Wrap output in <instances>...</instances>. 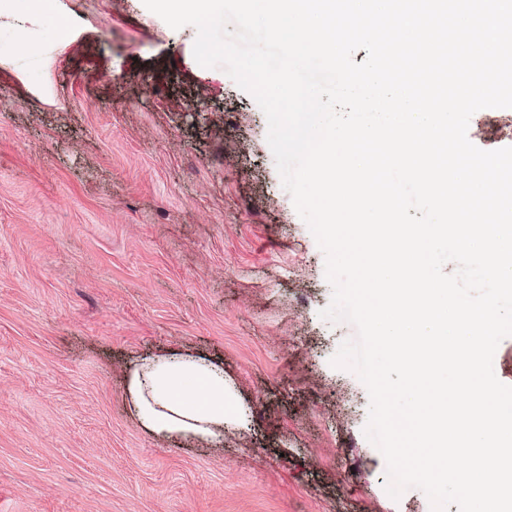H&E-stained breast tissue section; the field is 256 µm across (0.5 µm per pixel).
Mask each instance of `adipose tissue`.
I'll list each match as a JSON object with an SVG mask.
<instances>
[{
	"instance_id": "ef3b65f1",
	"label": "adipose tissue",
	"mask_w": 512,
	"mask_h": 512,
	"mask_svg": "<svg viewBox=\"0 0 512 512\" xmlns=\"http://www.w3.org/2000/svg\"><path fill=\"white\" fill-rule=\"evenodd\" d=\"M125 377L130 413L147 434L161 441H222L235 414V394L220 364L169 350L143 356Z\"/></svg>"
}]
</instances>
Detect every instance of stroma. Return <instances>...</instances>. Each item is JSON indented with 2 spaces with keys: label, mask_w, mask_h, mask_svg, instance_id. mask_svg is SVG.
Here are the masks:
<instances>
[{
  "label": "stroma",
  "mask_w": 512,
  "mask_h": 512,
  "mask_svg": "<svg viewBox=\"0 0 512 512\" xmlns=\"http://www.w3.org/2000/svg\"><path fill=\"white\" fill-rule=\"evenodd\" d=\"M196 36L143 0H0V512H432L386 492L367 389L330 364L357 330L321 318L266 116ZM468 138L512 146V108ZM171 348L223 364V445L132 419L124 367Z\"/></svg>",
  "instance_id": "stroma-1"
}]
</instances>
